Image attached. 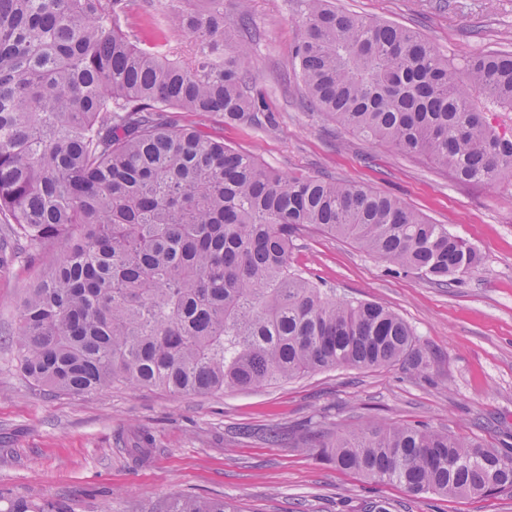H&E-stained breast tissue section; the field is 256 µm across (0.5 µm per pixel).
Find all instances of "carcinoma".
<instances>
[{
	"instance_id": "cac0c4a2",
	"label": "carcinoma",
	"mask_w": 512,
	"mask_h": 512,
	"mask_svg": "<svg viewBox=\"0 0 512 512\" xmlns=\"http://www.w3.org/2000/svg\"><path fill=\"white\" fill-rule=\"evenodd\" d=\"M131 0H0V274L55 244L15 328L21 372L82 396L161 387L177 396L251 389L340 366L430 357L396 313L327 296L291 271L314 227L349 238L392 273L440 287L478 264L463 238L357 182L277 173L176 113L262 123L248 49L224 0H142L153 46L122 29ZM295 60L307 103L370 143L424 156L460 182L512 175V53L452 63L407 27L302 0ZM188 35L184 60L156 48ZM336 467L417 496L512 489V451L426 424L359 428L311 444ZM165 512H233L175 498Z\"/></svg>"
}]
</instances>
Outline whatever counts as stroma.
<instances>
[{
    "mask_svg": "<svg viewBox=\"0 0 512 512\" xmlns=\"http://www.w3.org/2000/svg\"><path fill=\"white\" fill-rule=\"evenodd\" d=\"M350 14L417 31L451 61L512 52V0H334ZM301 0H247L236 38L271 114L263 126L186 112L226 145L270 169L369 184L469 242L480 262L462 282L437 287L386 266L351 240L314 228L291 262L328 295L397 313L432 359L425 373L395 363L334 368L264 386L176 397L158 387L113 386L72 396L34 384L17 367L16 309L54 262L21 258L0 277V512L17 501L47 512H162L178 495L221 498L234 512H512V492L410 495L322 461L311 440L362 423H424L493 448H512V178L497 188L455 181L425 158L371 144L303 105L293 62ZM154 439L150 460L128 452Z\"/></svg>",
    "mask_w": 512,
    "mask_h": 512,
    "instance_id": "obj_1",
    "label": "stroma"
}]
</instances>
